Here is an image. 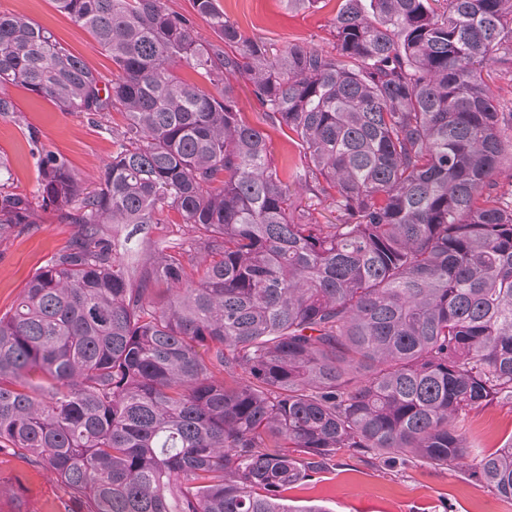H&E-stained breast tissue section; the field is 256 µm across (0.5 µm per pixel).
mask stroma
Instances as JSON below:
<instances>
[{"instance_id":"35a3bbf8","label":"stroma","mask_w":512,"mask_h":512,"mask_svg":"<svg viewBox=\"0 0 512 512\" xmlns=\"http://www.w3.org/2000/svg\"><path fill=\"white\" fill-rule=\"evenodd\" d=\"M341 0H318L313 7L292 9L288 0H218L219 8L248 37L276 49L291 44L330 48L335 40L334 19ZM0 14H20L49 29L70 53L89 68L111 76L108 54L88 31L60 13L53 0H0ZM233 84L239 109L268 136L271 160L285 176L305 164L298 137L288 129L268 125L262 110L242 79ZM16 109L0 115V162L11 172L16 192L34 195L39 189L36 155L52 152L67 162L70 171L88 188H95L103 166L116 146L112 131L124 124L111 113L108 126L93 122L82 112H66L53 102L21 86L7 89ZM77 225L61 224L52 210L39 223L28 224L0 238V314L7 312L28 279L52 255L67 248ZM192 234L178 213L162 224H122L114 240L126 257L146 259L163 252H182L196 259ZM463 430L473 452H487L512 437V403L480 408L470 413ZM0 477L20 478L27 490L30 512H46L64 491L40 467L0 454ZM295 507L316 505L323 512H512V502L499 497L465 471L438 469L425 462L386 466L370 464L341 451L304 485L283 494Z\"/></svg>"}]
</instances>
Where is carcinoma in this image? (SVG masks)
Here are the masks:
<instances>
[{
    "instance_id": "1",
    "label": "carcinoma",
    "mask_w": 512,
    "mask_h": 512,
    "mask_svg": "<svg viewBox=\"0 0 512 512\" xmlns=\"http://www.w3.org/2000/svg\"><path fill=\"white\" fill-rule=\"evenodd\" d=\"M110 55L105 79L0 14V114L21 85L125 120L98 187L38 154L39 198L0 182V238L77 224L0 316V453L66 489L51 512H322L281 492L341 450L418 457L512 501V437L471 457L460 418L512 403V0H342L332 50L276 53L216 0L219 43L164 0H54ZM235 48L229 53L225 47ZM186 62L219 95L177 79ZM238 75L297 134L314 224L246 123ZM177 212L203 250L130 266L104 224ZM25 510L19 479L0 499ZM301 207L303 209H308L306 211L309 212V219L317 222V224H331L336 222V211L334 205L331 203V198H327L322 204L314 205L311 208H307V204L310 202L307 199V196H300Z\"/></svg>"
}]
</instances>
